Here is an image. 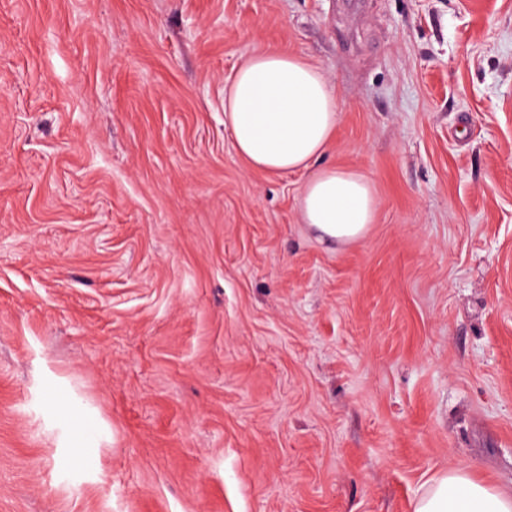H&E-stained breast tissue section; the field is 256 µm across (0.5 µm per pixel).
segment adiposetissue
I'll return each mask as SVG.
<instances>
[{
    "mask_svg": "<svg viewBox=\"0 0 512 512\" xmlns=\"http://www.w3.org/2000/svg\"><path fill=\"white\" fill-rule=\"evenodd\" d=\"M338 117L321 68L285 47L245 60L224 88L236 154L269 174L298 172L322 157ZM300 217L325 242L358 240L375 220L373 183L357 169H320L302 187ZM416 512H512V496L451 470L428 488Z\"/></svg>",
    "mask_w": 512,
    "mask_h": 512,
    "instance_id": "1",
    "label": "adipose tissue"
}]
</instances>
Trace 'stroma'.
<instances>
[{
    "label": "stroma",
    "instance_id": "1",
    "mask_svg": "<svg viewBox=\"0 0 512 512\" xmlns=\"http://www.w3.org/2000/svg\"><path fill=\"white\" fill-rule=\"evenodd\" d=\"M281 46L356 242L233 149ZM457 468L512 496V0H0V512H415ZM300 217L327 243L362 238L375 220V190L358 169H320L302 187Z\"/></svg>",
    "mask_w": 512,
    "mask_h": 512
}]
</instances>
